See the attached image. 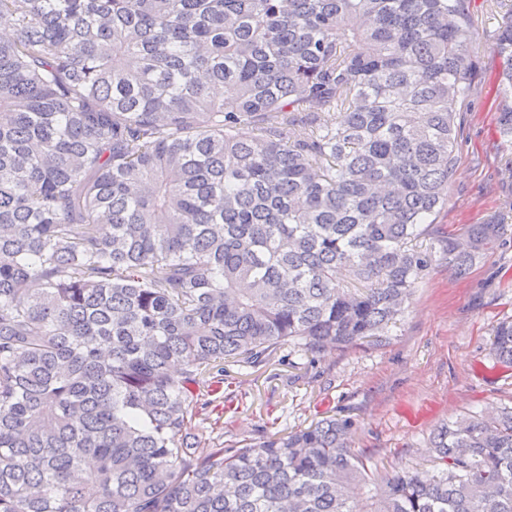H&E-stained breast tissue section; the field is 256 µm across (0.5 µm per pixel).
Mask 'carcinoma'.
Instances as JSON below:
<instances>
[{
    "instance_id": "1",
    "label": "carcinoma",
    "mask_w": 512,
    "mask_h": 512,
    "mask_svg": "<svg viewBox=\"0 0 512 512\" xmlns=\"http://www.w3.org/2000/svg\"><path fill=\"white\" fill-rule=\"evenodd\" d=\"M3 16L0 512H512V407L440 427L434 475L396 474L360 510L350 419L241 448L188 435L225 360L381 343L436 258L463 276L498 239L489 221L465 247L432 240L468 0H0ZM495 52L512 146V9ZM492 350L512 364V320Z\"/></svg>"
}]
</instances>
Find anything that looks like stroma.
Here are the masks:
<instances>
[{"label": "stroma", "instance_id": "1", "mask_svg": "<svg viewBox=\"0 0 512 512\" xmlns=\"http://www.w3.org/2000/svg\"><path fill=\"white\" fill-rule=\"evenodd\" d=\"M471 9L481 20L479 49L449 201L434 225L443 237L500 219L503 244L476 257L462 277L447 263L433 265L385 343L364 340L315 359L286 346L259 368L226 362L223 394L192 422L204 447L348 417L353 451L383 481L412 468L432 471L430 439L443 424L512 407V365L491 349L493 328L512 319V150L496 123L498 19L484 0H471Z\"/></svg>", "mask_w": 512, "mask_h": 512}]
</instances>
